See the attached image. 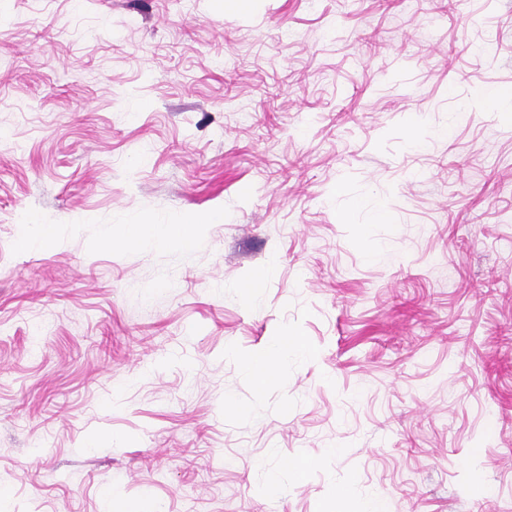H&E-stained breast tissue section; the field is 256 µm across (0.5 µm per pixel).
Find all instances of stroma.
Listing matches in <instances>:
<instances>
[{
	"instance_id": "1",
	"label": "stroma",
	"mask_w": 512,
	"mask_h": 512,
	"mask_svg": "<svg viewBox=\"0 0 512 512\" xmlns=\"http://www.w3.org/2000/svg\"><path fill=\"white\" fill-rule=\"evenodd\" d=\"M489 86L512 0H0V512H512ZM217 217L209 215L206 217L191 216L182 224H132L124 227L122 238L128 244L140 241L143 235L150 234L156 241L166 243L171 240H178L188 243L192 240L195 229L200 224L216 223ZM288 350L300 352L302 347L294 336H281L275 343L273 353L254 358L245 365V369L256 378L260 385L272 384L279 377L275 356L277 353L288 354Z\"/></svg>"
}]
</instances>
